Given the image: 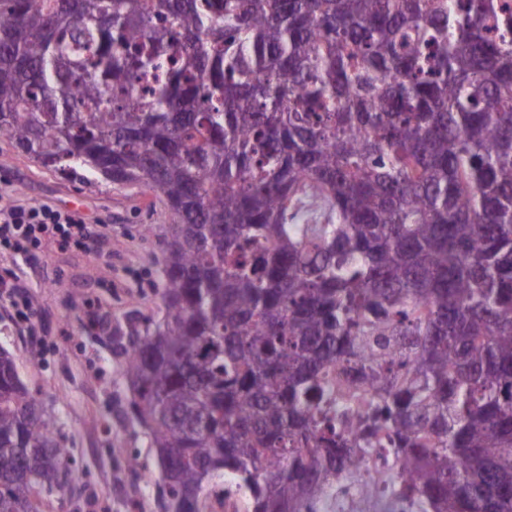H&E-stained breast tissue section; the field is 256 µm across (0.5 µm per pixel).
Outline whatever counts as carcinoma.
Here are the masks:
<instances>
[{
	"instance_id": "cac0c4a2",
	"label": "carcinoma",
	"mask_w": 512,
	"mask_h": 512,
	"mask_svg": "<svg viewBox=\"0 0 512 512\" xmlns=\"http://www.w3.org/2000/svg\"><path fill=\"white\" fill-rule=\"evenodd\" d=\"M0 137L159 193L123 352L162 512H512V15L494 0H0ZM72 479L0 346V512Z\"/></svg>"
}]
</instances>
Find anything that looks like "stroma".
<instances>
[{
    "label": "stroma",
    "instance_id": "1",
    "mask_svg": "<svg viewBox=\"0 0 512 512\" xmlns=\"http://www.w3.org/2000/svg\"><path fill=\"white\" fill-rule=\"evenodd\" d=\"M0 201L77 212L90 235L82 248L53 245L23 260L0 258V268L20 273L39 301L22 322L0 294V345L55 417L78 474L43 494L46 512H160V470L144 431L130 420L120 356L132 319L161 316L160 246L143 231L169 221L158 193L91 174L66 177L0 141ZM132 456L151 473L150 485L129 474Z\"/></svg>",
    "mask_w": 512,
    "mask_h": 512
}]
</instances>
